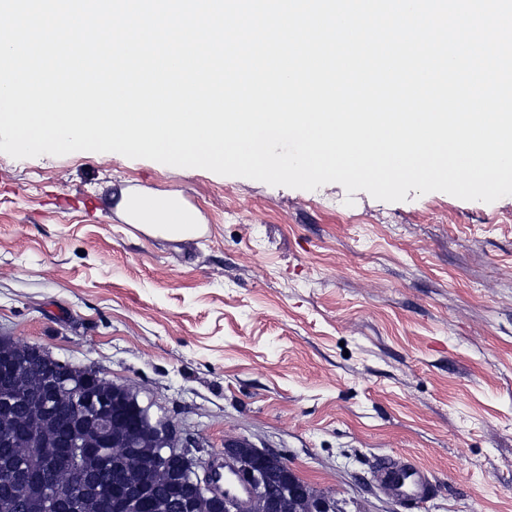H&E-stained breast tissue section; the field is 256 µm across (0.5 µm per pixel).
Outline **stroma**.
<instances>
[{
	"label": "stroma",
	"mask_w": 512,
	"mask_h": 512,
	"mask_svg": "<svg viewBox=\"0 0 512 512\" xmlns=\"http://www.w3.org/2000/svg\"><path fill=\"white\" fill-rule=\"evenodd\" d=\"M130 192L180 194L204 234L127 224ZM1 335L98 370L211 453L277 450L338 512H512V196L389 203L0 153ZM386 455L434 494L392 497L372 476Z\"/></svg>",
	"instance_id": "1"
}]
</instances>
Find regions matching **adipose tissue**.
I'll list each match as a JSON object with an SVG mask.
<instances>
[{
	"label": "adipose tissue",
	"instance_id": "obj_1",
	"mask_svg": "<svg viewBox=\"0 0 512 512\" xmlns=\"http://www.w3.org/2000/svg\"><path fill=\"white\" fill-rule=\"evenodd\" d=\"M119 207L126 220L146 232L170 239L196 236L202 222L200 213L176 194L147 199L127 194Z\"/></svg>",
	"mask_w": 512,
	"mask_h": 512
}]
</instances>
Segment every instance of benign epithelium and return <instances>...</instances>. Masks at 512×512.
I'll return each instance as SVG.
<instances>
[{"label": "benign epithelium", "mask_w": 512, "mask_h": 512, "mask_svg": "<svg viewBox=\"0 0 512 512\" xmlns=\"http://www.w3.org/2000/svg\"><path fill=\"white\" fill-rule=\"evenodd\" d=\"M22 357L12 361L10 385L20 405L28 409L24 432L32 451L40 460V468L32 474H14L7 483L13 487V500L5 505L12 512L23 510L22 491L33 487L45 501L47 512H55L61 494L53 482V473L60 461L62 448H110L114 422L108 413V400L89 396L79 387H73L67 379V365L59 360H49L42 348L35 345L21 347ZM113 390L122 395L121 406L132 417L131 441L121 451L122 460L137 459L134 440L139 433L150 429L156 436L157 447L175 459L178 473L184 484L197 498L215 500V507L223 512H249L251 503L261 497L275 504L279 494L288 492V499L297 501L307 512H335L336 505L328 498H318L310 485L294 478L288 488H275L265 480L267 468L281 458V454L269 449L250 446V463L239 462L236 448L240 441L230 440L224 445L220 457L224 465L232 468L234 476L247 486L249 494L242 500L216 487V457L209 453L202 442L177 437L175 426L168 418H153L152 404L140 403L137 394L121 385ZM15 426L11 416L0 418V446L13 445ZM98 500V512L108 510L103 500V489L97 486L90 473L80 465L74 466V479L70 496L80 502L89 496Z\"/></svg>", "instance_id": "7a95c632"}]
</instances>
